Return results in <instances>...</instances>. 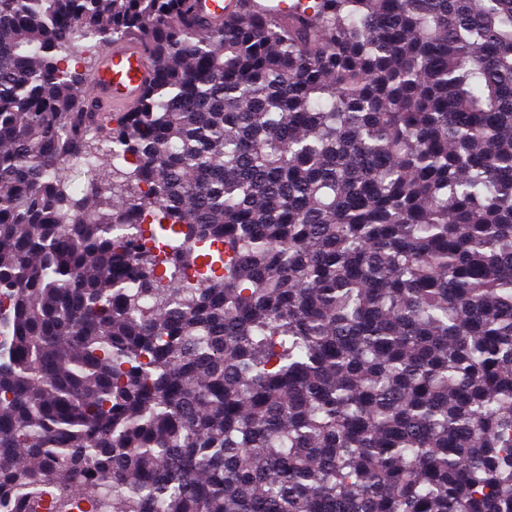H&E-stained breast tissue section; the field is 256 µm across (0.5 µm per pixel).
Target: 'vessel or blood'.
<instances>
[{"label":"vessel or blood","mask_w":512,"mask_h":512,"mask_svg":"<svg viewBox=\"0 0 512 512\" xmlns=\"http://www.w3.org/2000/svg\"><path fill=\"white\" fill-rule=\"evenodd\" d=\"M306 6V0H192V14L199 30L205 32L246 8L261 16L278 17L305 14ZM153 71L147 54L136 43L127 41L103 49L87 92L95 111L108 104L136 105Z\"/></svg>","instance_id":"1"}]
</instances>
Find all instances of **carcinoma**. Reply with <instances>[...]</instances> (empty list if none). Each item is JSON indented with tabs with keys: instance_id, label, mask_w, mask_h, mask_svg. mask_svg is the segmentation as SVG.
I'll list each match as a JSON object with an SVG mask.
<instances>
[{
	"instance_id": "1",
	"label": "carcinoma",
	"mask_w": 512,
	"mask_h": 512,
	"mask_svg": "<svg viewBox=\"0 0 512 512\" xmlns=\"http://www.w3.org/2000/svg\"><path fill=\"white\" fill-rule=\"evenodd\" d=\"M311 2L0 0L13 512H512V0ZM250 0L246 5L242 0H192V14L200 31L205 32L222 26L224 20L237 15L244 8L265 17H278L310 13L307 0ZM153 71L148 55L134 42L127 41L103 49L87 92L92 101V112H107L103 109L107 104L136 105Z\"/></svg>"
}]
</instances>
